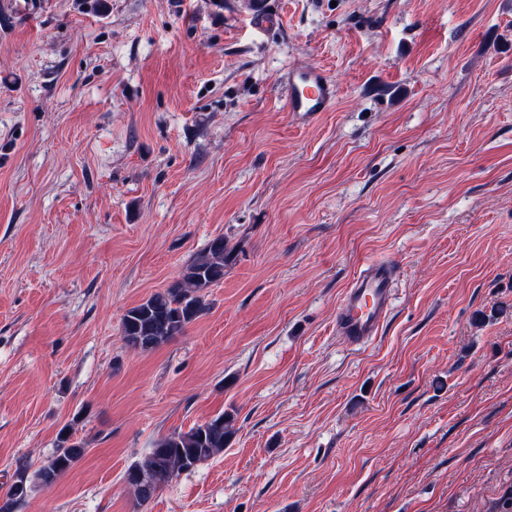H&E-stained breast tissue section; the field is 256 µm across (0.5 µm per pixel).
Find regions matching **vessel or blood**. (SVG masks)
<instances>
[{
    "instance_id": "b4317fda",
    "label": "vessel or blood",
    "mask_w": 512,
    "mask_h": 512,
    "mask_svg": "<svg viewBox=\"0 0 512 512\" xmlns=\"http://www.w3.org/2000/svg\"><path fill=\"white\" fill-rule=\"evenodd\" d=\"M246 16L254 27L264 30L280 24L266 0H248ZM280 84L287 112L313 119L336 104V83L321 67H287ZM396 277L395 264L370 262L345 289L336 315V334L344 345L364 347L377 338L393 308Z\"/></svg>"
}]
</instances>
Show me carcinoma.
Segmentation results:
<instances>
[{"label": "carcinoma", "instance_id": "cac0c4a2", "mask_svg": "<svg viewBox=\"0 0 512 512\" xmlns=\"http://www.w3.org/2000/svg\"><path fill=\"white\" fill-rule=\"evenodd\" d=\"M235 248L222 237L212 239L186 266L180 281L153 294L146 301L129 308L121 319L125 342L143 351L153 350L183 332L205 310V291L224 278V267L234 259ZM230 414H218L189 431L173 432L160 438L146 456L132 464L125 475L138 504L149 502L157 492L168 486L180 473L208 461L229 444L232 432ZM85 448L60 438L56 454L49 463L28 476L27 467L16 471L13 485L22 488L18 495L6 493L0 512L19 507L37 483L54 485L84 455Z\"/></svg>", "mask_w": 512, "mask_h": 512}]
</instances>
